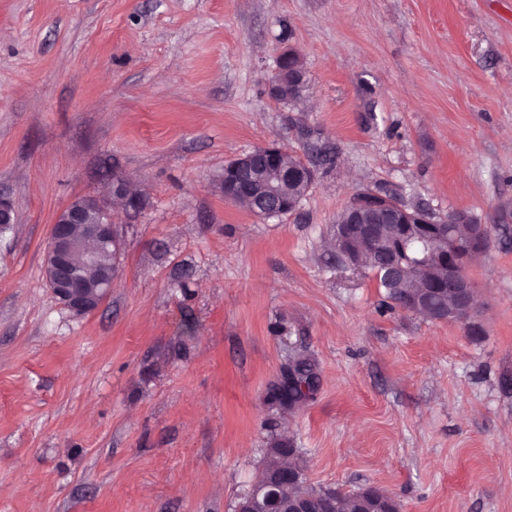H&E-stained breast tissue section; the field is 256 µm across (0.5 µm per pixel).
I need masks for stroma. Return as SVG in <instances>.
<instances>
[{
    "instance_id": "stroma-1",
    "label": "stroma",
    "mask_w": 512,
    "mask_h": 512,
    "mask_svg": "<svg viewBox=\"0 0 512 512\" xmlns=\"http://www.w3.org/2000/svg\"><path fill=\"white\" fill-rule=\"evenodd\" d=\"M291 49L296 105L269 93ZM272 143L335 161L261 218L222 179ZM364 189L488 225L471 322L337 264ZM0 192V512H234L275 434L316 487L512 512V0H0ZM80 197L122 244L84 314L44 271ZM301 356L317 392L271 404ZM301 378L309 381L310 388H312V390L319 386V374L315 368L311 370V372H308L304 369L297 368L293 363L285 367L280 383L271 390L270 396L278 394L282 387L285 385H292L295 382H298Z\"/></svg>"
}]
</instances>
